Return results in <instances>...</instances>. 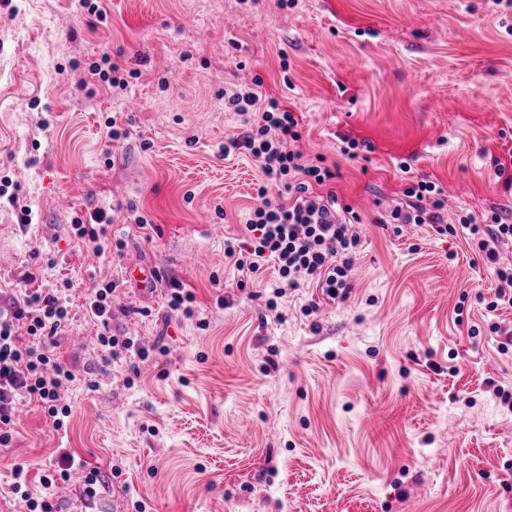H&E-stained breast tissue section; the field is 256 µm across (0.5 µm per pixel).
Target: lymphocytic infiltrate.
<instances>
[{
    "mask_svg": "<svg viewBox=\"0 0 512 512\" xmlns=\"http://www.w3.org/2000/svg\"><path fill=\"white\" fill-rule=\"evenodd\" d=\"M224 107L238 113L242 123L241 134L229 138L225 150H246L262 176L257 203L246 221L251 245L241 252L227 246V258L246 276L259 271L266 259H273L278 265L274 297H283L307 282L322 285L331 298L344 297L360 244L356 229L360 217L339 203L335 193H318V185L333 179V172L294 150L301 138L299 120L277 99L246 86L232 91ZM273 185L287 194L288 203L270 197ZM403 194L406 201L390 211L389 223L428 224L441 235L462 234L494 271L497 291L489 310L502 304L512 306V261H502L499 252L501 245L512 242V224L496 213L479 216L471 212L457 215L455 224H448L443 216L444 190L431 181H417ZM67 317L65 298L49 288L25 289L11 297L7 309H0V443L8 441L17 406L25 399L43 405L54 429H62L70 417L71 408L63 403L61 392L73 374L53 352L54 338ZM21 328L27 340H20L17 331ZM77 466L70 449H60L58 471L43 477L41 491L26 490V472L20 465L13 469V490L22 493L29 512H52V496Z\"/></svg>",
    "mask_w": 512,
    "mask_h": 512,
    "instance_id": "f902f5d3",
    "label": "lymphocytic infiltrate"
}]
</instances>
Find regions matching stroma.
Returning a JSON list of instances; mask_svg holds the SVG:
<instances>
[{
	"label": "stroma",
	"mask_w": 512,
	"mask_h": 512,
	"mask_svg": "<svg viewBox=\"0 0 512 512\" xmlns=\"http://www.w3.org/2000/svg\"><path fill=\"white\" fill-rule=\"evenodd\" d=\"M0 0V304L61 288L55 350L74 380L57 431L21 404L0 445V512L68 448L100 483L68 482L55 512H512V307L460 235L379 224L427 179L445 211L512 224V7L504 0ZM126 90L92 75L102 56ZM262 81L300 119L361 218L344 300L307 283L269 309L277 264L242 280L260 172L224 93ZM128 128L115 141L106 123ZM359 144L356 158L343 150ZM32 222L20 223L21 206ZM114 218L122 255L77 242L74 218ZM147 226L137 224V217ZM110 279L111 335L148 357L104 363L83 305ZM177 280L194 302L170 311ZM245 288H238V281ZM226 305H219V298ZM317 303L319 311L304 308ZM498 332H491V325ZM164 344L165 353L155 350Z\"/></svg>",
	"instance_id": "obj_1"
}]
</instances>
